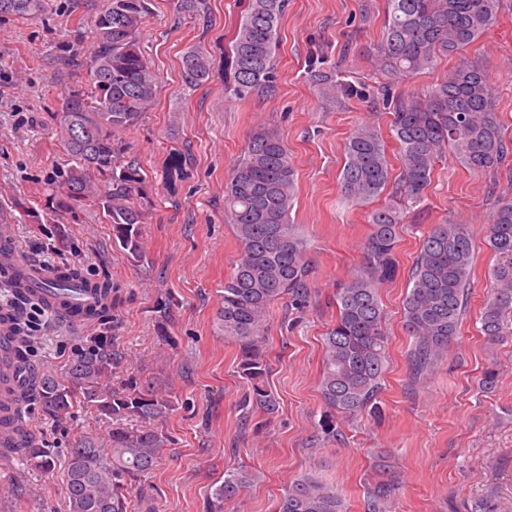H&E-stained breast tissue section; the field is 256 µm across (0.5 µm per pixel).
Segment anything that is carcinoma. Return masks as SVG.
I'll use <instances>...</instances> for the list:
<instances>
[{"label": "carcinoma", "instance_id": "1", "mask_svg": "<svg viewBox=\"0 0 512 512\" xmlns=\"http://www.w3.org/2000/svg\"><path fill=\"white\" fill-rule=\"evenodd\" d=\"M150 0H103L86 33L92 51H76L68 64L83 71L65 92L56 120L74 165L50 180L65 189L73 204L91 202L112 225V242L139 263L145 259L144 215L149 199L140 166L125 160L119 134L135 126L155 103L159 79L145 57L141 34ZM500 0H386L387 12L375 63L388 78L403 80L431 68L440 53L465 49L497 21ZM178 17L208 20L206 0H174ZM288 0H246L239 23L224 46V91L245 96L274 90V54ZM47 0H0V17L35 18ZM210 52L191 45L181 58L184 89L196 91L209 80ZM311 80L332 102L354 94L352 86L326 71ZM392 137L402 170L392 179L382 135L371 125L353 129L341 171L345 198L356 204L388 192V203L370 214V232L361 265L337 290L338 316L324 337L320 394L326 411L322 433L336 437V415L361 417L376 399L386 362L387 334L378 286L397 271L394 249L408 211L419 205L437 161L447 149L475 173L494 171L512 156L504 137L496 91L485 71L463 59L448 77L416 96L393 98ZM296 197V171L281 134L270 128L253 133L234 164L224 188V222L238 242L235 267L224 280L218 320L224 337L239 347L237 372L248 392L246 412L272 415L279 402L267 388L263 355L264 322L271 302L286 299L301 307L312 294V264L307 241L290 223ZM493 254L491 293L480 314V332L496 342L512 335V197L502 198L486 226ZM473 268L467 224H435L424 234L404 304V325L412 338L411 364L421 379L447 355L465 315ZM76 280L105 302L110 285L85 280L75 269L57 270L49 290ZM121 362L106 336L77 348L65 376H44L37 395L49 415H67L81 397L112 419L110 447L88 438L69 450L66 489L69 512H130L128 483L154 470L165 444L157 422L173 410V401L150 384L116 389L104 381ZM137 423L127 424L125 420ZM54 451L28 437L21 451L26 465L49 470ZM254 481L244 470L229 471L215 491L214 512ZM389 487H375L368 512H382ZM276 512H345L335 488L313 476L293 480L280 496Z\"/></svg>", "mask_w": 512, "mask_h": 512}]
</instances>
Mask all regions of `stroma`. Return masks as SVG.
<instances>
[{"label":"stroma","mask_w":512,"mask_h":512,"mask_svg":"<svg viewBox=\"0 0 512 512\" xmlns=\"http://www.w3.org/2000/svg\"><path fill=\"white\" fill-rule=\"evenodd\" d=\"M101 3L51 0L38 18L0 20V229L36 264L75 268L112 285L111 305L92 322L74 325L49 313L31 341L37 371L61 375L75 348L103 331L124 356L113 386L148 382L174 398L163 422L168 441L160 462L133 488L135 512H210L225 471L238 467L256 479L223 512H275L289 482L309 473L342 492L346 512H367L381 481L391 486L385 512H474L486 500L493 512H512V338L493 344L479 331L494 263L485 227L500 196L512 197V163L492 177L470 172L450 153L436 164L423 202L400 232L397 274L379 289L389 334L381 415L338 422L332 442L317 429L324 336L336 321V291L359 266L370 230L371 205L348 202L341 191L351 130L361 123L375 126L386 140L392 174L401 171L392 108L373 97L382 80L375 48L386 0H288L274 59L277 91L241 100L224 93V33L240 19L245 0H209L206 29L176 19L173 0H151L142 42L161 91L145 118L121 135L127 157L146 175L144 190L152 200L140 263L114 245L112 227L99 210H68L62 188L50 180L71 162L55 119L63 91L76 80L64 59L71 47L88 50L79 23ZM195 44L213 53L215 65L209 82L187 95L181 56ZM463 58L495 84L497 111L512 139V0H500L496 24L463 54L440 55L432 69L393 91H424ZM313 69L336 71L359 97L342 104L322 98L308 77ZM19 112L28 124H17ZM267 127L283 133L296 169L290 219L311 244L314 278L303 308L284 300L270 306L268 386L279 411L246 423L239 348L217 321L238 250L224 222V183L253 132ZM175 155L182 169L173 179L167 167ZM446 222L472 231L468 306L446 358L416 382L404 298L424 233ZM47 243L55 253L44 251ZM163 304L172 316L161 328L155 315ZM491 367L500 375L488 390L482 378ZM24 416L31 434L54 448V467L43 472L0 461V512H68L67 450L86 436L107 442L112 422L83 402L56 419L33 399Z\"/></svg>","instance_id":"stroma-1"}]
</instances>
